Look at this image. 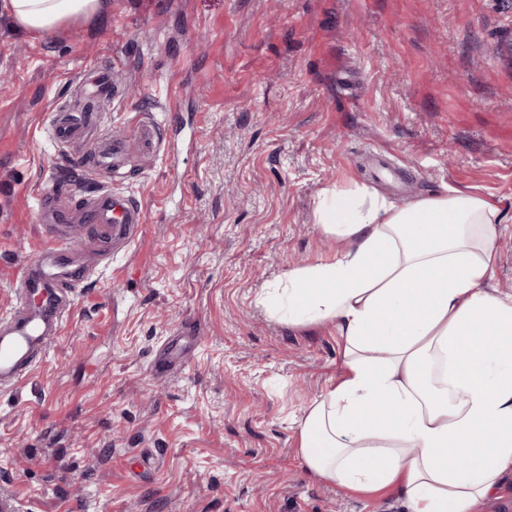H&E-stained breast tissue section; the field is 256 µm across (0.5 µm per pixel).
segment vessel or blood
<instances>
[{"mask_svg": "<svg viewBox=\"0 0 512 512\" xmlns=\"http://www.w3.org/2000/svg\"><path fill=\"white\" fill-rule=\"evenodd\" d=\"M113 222L50 225L37 262L22 267L7 312L0 314V389L25 381L58 339L66 321L65 287H79L88 274L72 261L76 247L88 241L110 242L114 234L141 222L144 214L133 202H111Z\"/></svg>", "mask_w": 512, "mask_h": 512, "instance_id": "1", "label": "vessel or blood"}]
</instances>
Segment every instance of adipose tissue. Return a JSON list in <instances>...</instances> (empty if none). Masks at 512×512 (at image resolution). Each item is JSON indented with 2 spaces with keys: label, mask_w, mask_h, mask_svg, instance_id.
<instances>
[{
  "label": "adipose tissue",
  "mask_w": 512,
  "mask_h": 512,
  "mask_svg": "<svg viewBox=\"0 0 512 512\" xmlns=\"http://www.w3.org/2000/svg\"><path fill=\"white\" fill-rule=\"evenodd\" d=\"M111 0H0L33 37ZM500 209L458 190L405 205L327 192L316 224L351 246L289 271L262 301L292 326L330 322L339 372L304 410L297 455L348 492L396 490L409 512H480L512 474V294H494Z\"/></svg>",
  "instance_id": "adipose-tissue-1"
}]
</instances>
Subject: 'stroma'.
Returning <instances> with one entry per match:
<instances>
[{
  "label": "stroma",
  "mask_w": 512,
  "mask_h": 512,
  "mask_svg": "<svg viewBox=\"0 0 512 512\" xmlns=\"http://www.w3.org/2000/svg\"><path fill=\"white\" fill-rule=\"evenodd\" d=\"M512 0H112L31 38L0 12V311L60 181L116 141L109 191L144 212L70 294L59 339L0 391V498L18 512H408L313 480L297 421L335 379L332 325L260 294L344 248L325 189L399 203L455 189L505 216L489 291L512 293ZM111 66L98 94L95 66ZM83 121L58 143L56 113ZM54 208L37 214L39 198Z\"/></svg>",
  "instance_id": "stroma-1"
}]
</instances>
